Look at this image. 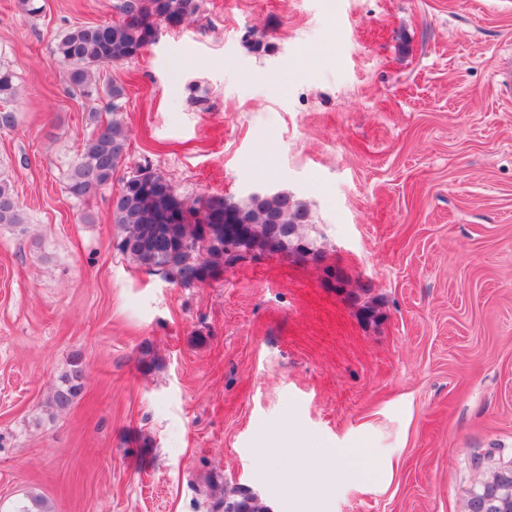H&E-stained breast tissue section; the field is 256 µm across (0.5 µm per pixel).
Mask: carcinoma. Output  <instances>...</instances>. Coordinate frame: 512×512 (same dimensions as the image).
Wrapping results in <instances>:
<instances>
[{
    "label": "carcinoma",
    "instance_id": "1",
    "mask_svg": "<svg viewBox=\"0 0 512 512\" xmlns=\"http://www.w3.org/2000/svg\"><path fill=\"white\" fill-rule=\"evenodd\" d=\"M118 20L98 25L76 26L65 31L55 46L57 61L68 68L69 83L86 88L94 70L139 55L147 46L159 20L184 23L201 9V0H115ZM18 95L16 74L0 66V129L16 124L15 112L5 108ZM112 119L104 122L96 108L89 109L92 132L77 162L67 176L66 189L76 200L118 185L112 208L117 227L115 249L152 272H161L183 286L203 283L224 267H233L249 253L287 249L275 241V225L310 223L307 206L285 192L261 198L234 200L209 196L187 206L182 222L164 224L159 217L169 201L151 183L137 188L118 176L129 147V135L117 118L125 87L114 83L108 91ZM26 223L14 185L0 171V226L22 228ZM85 386L80 359L60 377L49 399L51 412H63ZM493 499V512H512V468L493 472L469 492L466 512ZM219 505L223 512H271L260 496L242 487H226Z\"/></svg>",
    "mask_w": 512,
    "mask_h": 512
}]
</instances>
